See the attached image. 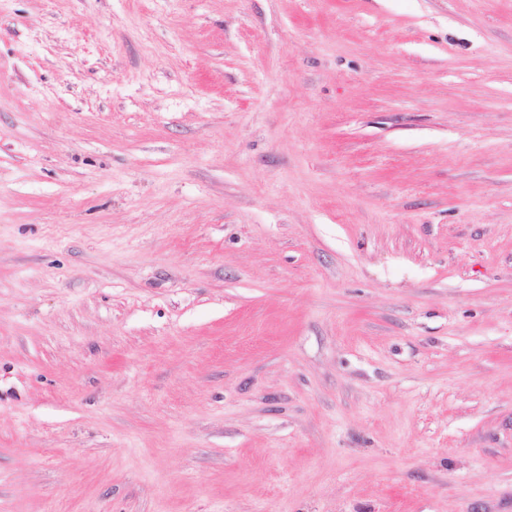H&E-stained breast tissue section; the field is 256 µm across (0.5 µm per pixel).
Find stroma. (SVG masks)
<instances>
[{
	"instance_id": "1",
	"label": "stroma",
	"mask_w": 512,
	"mask_h": 512,
	"mask_svg": "<svg viewBox=\"0 0 512 512\" xmlns=\"http://www.w3.org/2000/svg\"><path fill=\"white\" fill-rule=\"evenodd\" d=\"M0 512H512V0H0Z\"/></svg>"
}]
</instances>
